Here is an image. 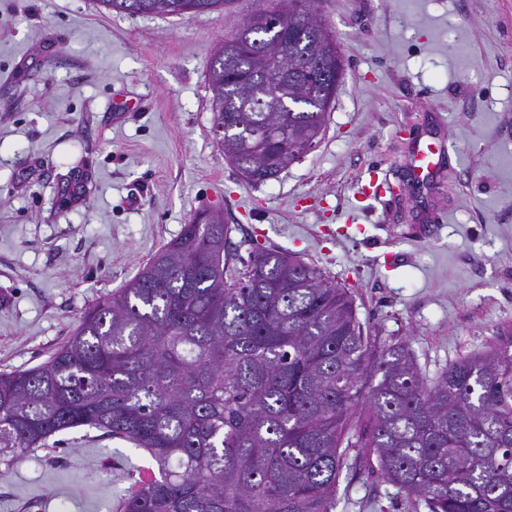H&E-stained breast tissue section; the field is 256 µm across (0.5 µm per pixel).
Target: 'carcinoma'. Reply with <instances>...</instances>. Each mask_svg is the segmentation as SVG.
Wrapping results in <instances>:
<instances>
[{
  "label": "carcinoma",
  "mask_w": 512,
  "mask_h": 512,
  "mask_svg": "<svg viewBox=\"0 0 512 512\" xmlns=\"http://www.w3.org/2000/svg\"><path fill=\"white\" fill-rule=\"evenodd\" d=\"M127 15H198L233 0H98ZM316 0L221 41L213 124L248 182L279 178L315 146L339 81L313 37ZM288 49L258 56L256 40ZM239 44L237 53L226 45ZM203 213L123 287L83 310L46 361L0 371V466L82 426L146 450L157 475L121 512H336L341 445L369 449L396 495L428 512H512V343L432 382L403 344L363 332L347 289L298 257L226 247ZM362 427L349 424L361 399Z\"/></svg>",
  "instance_id": "obj_1"
}]
</instances>
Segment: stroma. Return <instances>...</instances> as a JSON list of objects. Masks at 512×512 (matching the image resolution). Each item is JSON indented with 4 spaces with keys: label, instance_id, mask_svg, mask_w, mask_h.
<instances>
[{
    "label": "stroma",
    "instance_id": "1",
    "mask_svg": "<svg viewBox=\"0 0 512 512\" xmlns=\"http://www.w3.org/2000/svg\"><path fill=\"white\" fill-rule=\"evenodd\" d=\"M124 15L0 0V370L45 361L83 309L184 224L220 213L240 254L276 248L349 289L365 330L431 379L512 340V0H317L344 63L325 132L255 186L215 139L208 67L257 8ZM417 135L443 141L429 186ZM396 191L357 201L370 172ZM336 512H427L348 451ZM79 427L0 476V512H120L156 473Z\"/></svg>",
    "mask_w": 512,
    "mask_h": 512
}]
</instances>
